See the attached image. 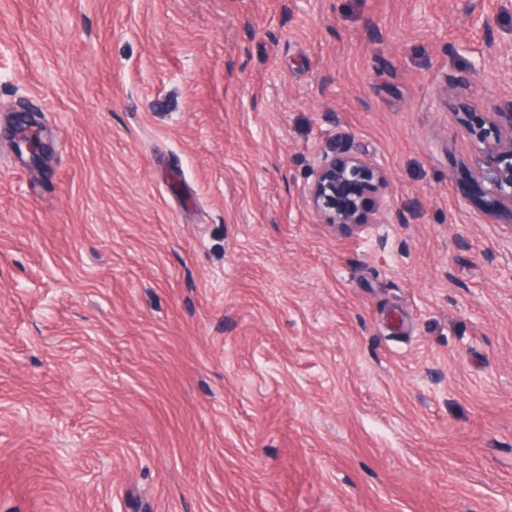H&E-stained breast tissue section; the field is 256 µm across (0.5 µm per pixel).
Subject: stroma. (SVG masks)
<instances>
[{"label":"stroma","mask_w":512,"mask_h":512,"mask_svg":"<svg viewBox=\"0 0 512 512\" xmlns=\"http://www.w3.org/2000/svg\"><path fill=\"white\" fill-rule=\"evenodd\" d=\"M491 34L512 0H0V512H512ZM341 131L389 177L351 234L305 194ZM488 123L497 130V136L486 143L482 163L460 189L465 197L483 199L490 210L507 209L511 217L512 95L489 113Z\"/></svg>","instance_id":"obj_1"}]
</instances>
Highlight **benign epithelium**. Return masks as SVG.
<instances>
[{
    "instance_id": "1",
    "label": "benign epithelium",
    "mask_w": 512,
    "mask_h": 512,
    "mask_svg": "<svg viewBox=\"0 0 512 512\" xmlns=\"http://www.w3.org/2000/svg\"><path fill=\"white\" fill-rule=\"evenodd\" d=\"M495 69L504 84L512 83L511 57L495 56ZM472 84L469 75L454 79L450 90L455 105L465 104ZM488 123L497 130V136L486 143L482 163L460 189L463 196L483 199L491 210L505 209L512 216V96L489 113ZM23 143L35 161L46 158L47 142L34 136ZM311 177L307 202L324 224L351 230L376 223L374 215L386 209L385 169L355 150L342 133L320 151Z\"/></svg>"
}]
</instances>
